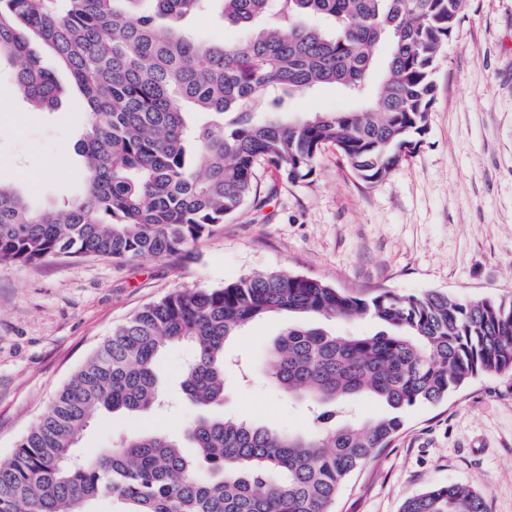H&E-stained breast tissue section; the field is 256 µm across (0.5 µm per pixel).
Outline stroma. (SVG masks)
Instances as JSON below:
<instances>
[{
	"label": "stroma",
	"instance_id": "stroma-1",
	"mask_svg": "<svg viewBox=\"0 0 512 512\" xmlns=\"http://www.w3.org/2000/svg\"><path fill=\"white\" fill-rule=\"evenodd\" d=\"M182 26L205 41L245 37L217 6ZM42 63L65 88L50 109L22 97L15 63L0 62V101L11 105L0 112V181L21 185L37 207L82 190L85 169L74 146L87 126L67 72L50 52ZM434 80L426 134L383 181L360 180L329 145L303 180L260 165L266 202L246 204L182 257L0 264V462L115 325L175 291L290 272L363 298L387 289L512 300V0H466ZM353 106L341 89L323 85L288 99L285 110L294 117ZM291 322L272 315L226 343L240 371L213 414L308 431L305 412L264 375L269 348ZM190 353L178 345L162 356L171 407L135 417L100 413L78 451L111 447L137 425L168 432L193 423L201 411L180 392ZM448 484L473 485L487 512H512V375H481L441 404L408 407L403 428L351 473L333 510L400 512L407 497Z\"/></svg>",
	"mask_w": 512,
	"mask_h": 512
}]
</instances>
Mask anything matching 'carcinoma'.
I'll list each match as a JSON object with an SVG mask.
<instances>
[{"label":"carcinoma","instance_id":"1","mask_svg":"<svg viewBox=\"0 0 512 512\" xmlns=\"http://www.w3.org/2000/svg\"><path fill=\"white\" fill-rule=\"evenodd\" d=\"M222 4L251 29L234 45L204 42L178 22ZM463 0H0V59L37 107L64 93L41 65L69 71L88 123L77 197L43 208L0 181V264L67 255L115 260L189 251L250 200L256 167L310 176L331 144L367 183L388 177L428 129L434 73ZM389 43L367 96L374 48ZM336 84L360 102L286 119L285 98ZM288 312L321 321L370 317L378 332L338 335L298 323L268 352V378L310 413L307 433L237 417H201L177 432L136 429L93 456L74 448L101 410L136 416L159 404L160 357L190 343L184 398L224 400L225 342L248 323ZM480 374H512V302L440 292L362 298L293 273H258L171 293L112 329L35 427L0 464V512H332L350 474L403 425ZM380 401L356 423L344 406ZM400 512H487L466 484L433 486Z\"/></svg>","mask_w":512,"mask_h":512}]
</instances>
